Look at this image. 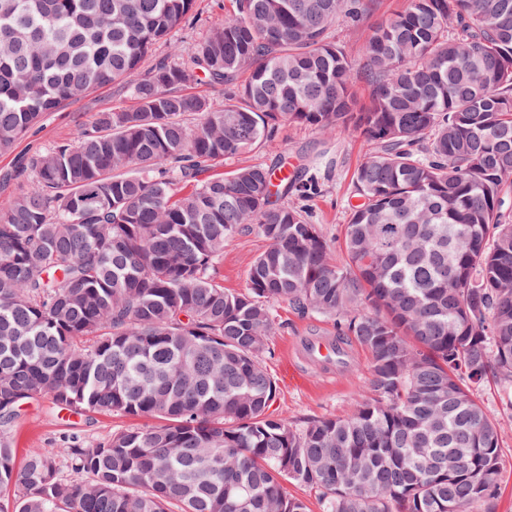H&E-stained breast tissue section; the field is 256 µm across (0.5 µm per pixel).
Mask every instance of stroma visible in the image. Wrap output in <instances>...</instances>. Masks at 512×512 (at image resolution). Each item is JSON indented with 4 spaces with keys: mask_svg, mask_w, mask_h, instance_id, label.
<instances>
[{
    "mask_svg": "<svg viewBox=\"0 0 512 512\" xmlns=\"http://www.w3.org/2000/svg\"><path fill=\"white\" fill-rule=\"evenodd\" d=\"M232 8V0H196L193 24L171 33L159 45L154 58L171 52L186 53L214 27L224 20ZM134 99L129 91L103 86L78 101L43 115L32 133L15 148L0 155V174L27 161L32 155L70 141L76 130L89 124L93 117L109 109L131 107ZM276 150H259L227 162L228 167L262 164L274 169L293 168L300 174L318 178L322 191L305 208L312 223L318 224L332 243V257L343 260L342 239L347 222V199L352 191V173L362 159L366 147L356 131L336 135L310 127L285 126ZM268 246L258 232L228 239L224 258L217 267V280L229 291H242L247 286V273L252 259ZM275 327L268 338L264 362L276 377L278 392L272 411L279 418L297 423L308 418L342 417L350 412L363 391L368 377V355L357 344H349V361L343 366H324L307 354L310 341L335 340L336 329L331 320L318 316H301L287 305L274 307ZM131 417L91 414L77 415L54 407L50 399L41 398L25 406L10 432L16 448L17 464H24L30 453L56 458L62 478H75L70 460L61 457L60 448L77 442L88 448L104 441L112 432L134 425Z\"/></svg>",
    "mask_w": 512,
    "mask_h": 512,
    "instance_id": "1",
    "label": "stroma"
}]
</instances>
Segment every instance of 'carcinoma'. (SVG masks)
<instances>
[{
    "label": "carcinoma",
    "mask_w": 512,
    "mask_h": 512,
    "mask_svg": "<svg viewBox=\"0 0 512 512\" xmlns=\"http://www.w3.org/2000/svg\"><path fill=\"white\" fill-rule=\"evenodd\" d=\"M196 0H0V153L92 89L97 113L14 176L0 204V512H497L494 416L512 396V0H407L352 57L339 27L376 0H234L187 57L147 71ZM204 75L223 100L186 92ZM199 122L190 127L185 117ZM366 152L347 200L344 262L273 170L224 161L274 149L287 124ZM269 246L231 293L226 240ZM333 320L337 363L369 353L343 418L274 417L263 363L272 303ZM42 397L73 413L154 418L93 448L82 480L6 430Z\"/></svg>",
    "instance_id": "cac0c4a2"
}]
</instances>
